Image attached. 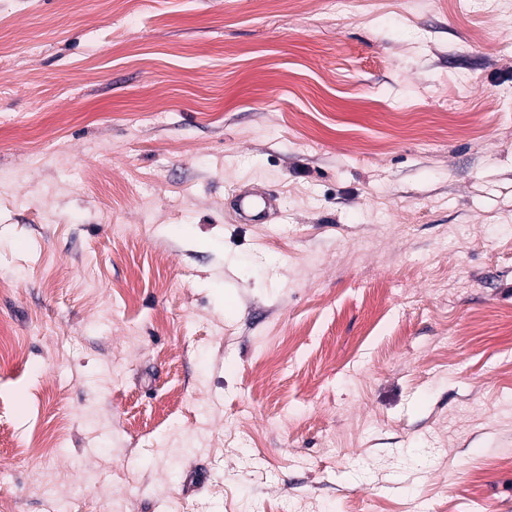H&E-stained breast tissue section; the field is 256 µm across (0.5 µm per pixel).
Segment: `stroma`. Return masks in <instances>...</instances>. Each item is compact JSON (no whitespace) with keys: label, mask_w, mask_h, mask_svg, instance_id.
Wrapping results in <instances>:
<instances>
[{"label":"stroma","mask_w":512,"mask_h":512,"mask_svg":"<svg viewBox=\"0 0 512 512\" xmlns=\"http://www.w3.org/2000/svg\"><path fill=\"white\" fill-rule=\"evenodd\" d=\"M1 178L0 512H512V0H0ZM236 210L239 216L250 224H263L270 217L273 197L252 191H243L237 195Z\"/></svg>","instance_id":"35a3bbf8"}]
</instances>
